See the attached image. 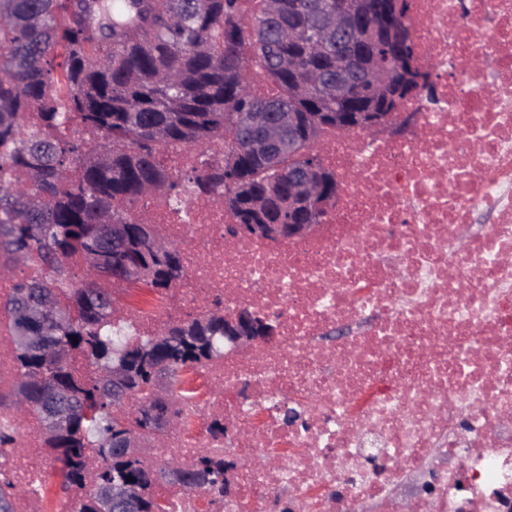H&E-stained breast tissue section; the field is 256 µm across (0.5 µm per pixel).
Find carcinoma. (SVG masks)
<instances>
[{"label":"carcinoma","mask_w":512,"mask_h":512,"mask_svg":"<svg viewBox=\"0 0 512 512\" xmlns=\"http://www.w3.org/2000/svg\"><path fill=\"white\" fill-rule=\"evenodd\" d=\"M315 0H260L253 17L241 15L239 0H153L149 16L136 0H113L91 20L112 32L99 40L72 24V0H0V272L19 262L35 263L42 274L19 279L3 301L11 317L16 375L0 389V452L17 449L14 410L24 394L26 412L53 409L48 392L60 387L68 400L65 428L44 433V443L61 463L58 488L68 497L92 485L75 503L76 512H103V488L124 482L136 488L138 512H167L149 493L153 471L140 458L126 459L112 438L147 436L149 422L131 417L100 388L101 374L121 365L129 389L150 388L158 364H166L171 400L183 398L182 375L224 354V314L205 312L168 325L136 341L112 335V309L121 306L122 284L112 274L141 281L161 292L183 275L180 249L165 241L135 205L148 193L179 201L224 189V207L238 224H316L324 212L289 208L288 172L318 157L307 131L336 129V113L349 107L318 102L307 77L336 75L354 53L360 65L385 64L393 84L379 97L362 96L361 109L389 113L394 98L426 93L428 76L411 70L414 49L387 58L364 15L351 46L336 49L313 39ZM295 39L288 40V29ZM278 92L260 96L246 80L249 62ZM38 120L28 121V114ZM244 112H264L275 121L283 112L300 117L297 146L264 153L251 145L254 131L242 127ZM77 124L98 134L86 148L63 129ZM224 140V166L173 175L160 157L171 149ZM15 173L25 180L14 182ZM81 269L80 286L74 285ZM30 290L64 308L69 319L48 331L44 316H23L18 304ZM25 326L42 337L30 349L17 340ZM77 340H72V337ZM80 355L95 366L77 376L70 359ZM208 488L224 495V459L202 455ZM17 488L0 471V512H14Z\"/></svg>","instance_id":"cac0c4a2"}]
</instances>
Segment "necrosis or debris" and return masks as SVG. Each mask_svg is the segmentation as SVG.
I'll return each mask as SVG.
<instances>
[{
  "instance_id": "obj_1",
  "label": "necrosis or debris",
  "mask_w": 512,
  "mask_h": 512,
  "mask_svg": "<svg viewBox=\"0 0 512 512\" xmlns=\"http://www.w3.org/2000/svg\"><path fill=\"white\" fill-rule=\"evenodd\" d=\"M410 2L437 101L394 112L396 124L415 117L400 138L324 134L340 196L313 235L239 245L218 191L147 205L185 275L161 298L129 289L114 323L151 336L245 306L279 325L275 344L188 371L181 425L144 442L155 464L242 460L215 512H268L282 495L290 512H489L512 499V0ZM164 161L178 176L220 166L224 142ZM478 211L493 223L475 232ZM18 441L0 469L20 491L16 512H40L59 463L37 415ZM435 459L446 470L399 506L393 486Z\"/></svg>"
}]
</instances>
